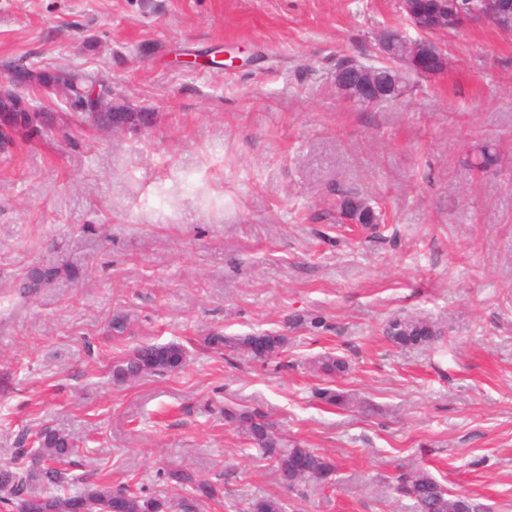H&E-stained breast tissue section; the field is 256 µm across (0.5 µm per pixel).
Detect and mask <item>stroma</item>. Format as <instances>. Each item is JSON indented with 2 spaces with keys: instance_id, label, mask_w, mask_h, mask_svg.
Wrapping results in <instances>:
<instances>
[{
  "instance_id": "stroma-1",
  "label": "stroma",
  "mask_w": 512,
  "mask_h": 512,
  "mask_svg": "<svg viewBox=\"0 0 512 512\" xmlns=\"http://www.w3.org/2000/svg\"><path fill=\"white\" fill-rule=\"evenodd\" d=\"M401 0H0V63L93 72L150 126L113 133L53 108L0 147V461L24 429L79 438L77 471L155 492L181 466L218 484L189 512H415L391 489L424 469L485 512H512V33L442 34L446 74L371 106L333 83L401 21ZM496 166L473 170L478 145ZM372 198L384 228L336 223L337 194ZM75 267L19 294L44 260ZM130 333L107 336L116 313ZM323 316L329 331L286 327ZM432 320V346L384 336ZM285 331V364L204 337ZM182 343L186 368L116 385L144 343ZM343 356L353 406L320 403L305 365ZM241 404L331 455L333 487L301 497L224 424ZM385 335L398 347H424L434 345L440 339L441 331L434 322L426 318L395 316L386 324Z\"/></svg>"
}]
</instances>
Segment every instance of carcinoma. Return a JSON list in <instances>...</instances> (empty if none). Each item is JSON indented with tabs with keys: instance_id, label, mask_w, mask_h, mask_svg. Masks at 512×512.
Returning a JSON list of instances; mask_svg holds the SVG:
<instances>
[{
	"instance_id": "carcinoma-1",
	"label": "carcinoma",
	"mask_w": 512,
	"mask_h": 512,
	"mask_svg": "<svg viewBox=\"0 0 512 512\" xmlns=\"http://www.w3.org/2000/svg\"><path fill=\"white\" fill-rule=\"evenodd\" d=\"M423 10L432 12L441 5L448 6V13L459 15L465 9L464 0H413ZM376 48L383 58L372 64L358 63L365 69H389L396 56H403L408 47L400 38V28L382 31ZM49 82L69 83L68 100L71 107L85 103L90 88L100 83L97 74L75 67H54L45 70ZM31 112L19 113L17 131L0 135V145L14 143L18 136L41 132L50 124L51 115L38 103V95H29ZM339 219H353L365 229L374 228L382 221L380 211L371 200L352 193H344L336 200ZM61 273V267L47 263L27 275L20 284L19 293L32 296L50 285ZM131 322L128 315L120 313L108 322V332L114 337L129 333ZM385 335L398 347L432 346L441 337L437 325L422 317L395 316L386 324ZM267 350L256 352L252 348L253 334L224 336L216 333L203 339L204 345L214 350H227L241 354L256 362L280 359L288 347V336L277 331L264 333ZM188 352L179 342L142 343L133 347L125 356L114 361L112 378L118 384L131 382L144 375L164 376L177 373L187 366ZM313 372L332 382L343 377L349 370L347 361L331 353H325L309 361ZM319 398L329 406L345 408L351 404L350 396L331 386L318 389ZM224 422L238 430L248 444L268 461L275 472L301 458L309 472L299 476L290 490L303 495L315 490L332 478L336 472L334 459L305 442L287 436L278 423L268 416L251 411L236 403L224 404ZM78 448L77 439L61 428H41L28 435H21L15 448V456L0 463V507L7 512H172L173 502L162 494H146L142 488L126 482L112 485L99 482L85 475L72 473L69 466ZM166 480L189 490L198 501H211L217 497L218 487L208 479H200L182 468L166 473ZM441 483L425 470L401 469L395 477L393 490L414 501L416 512H454L456 500L461 494L440 490ZM251 512H284L282 502L272 496L255 500Z\"/></svg>"
}]
</instances>
